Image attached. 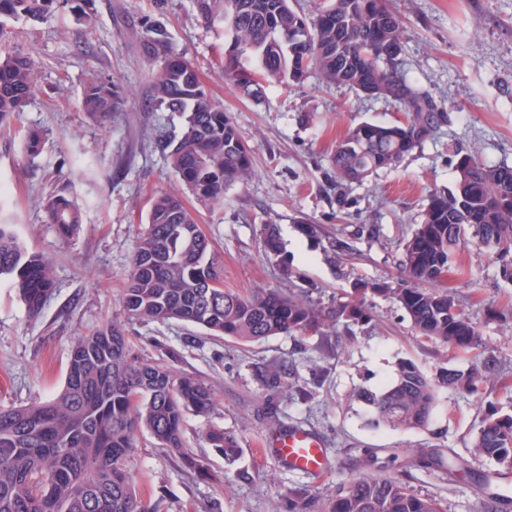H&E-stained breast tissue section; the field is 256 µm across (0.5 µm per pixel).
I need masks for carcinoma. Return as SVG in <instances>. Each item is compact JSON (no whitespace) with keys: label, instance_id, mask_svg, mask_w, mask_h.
<instances>
[{"label":"carcinoma","instance_id":"obj_1","mask_svg":"<svg viewBox=\"0 0 512 512\" xmlns=\"http://www.w3.org/2000/svg\"><path fill=\"white\" fill-rule=\"evenodd\" d=\"M64 3L92 21L93 0H0V17L43 22ZM195 4L205 24L228 33L224 75L243 97L258 101L267 87L298 86L316 70L328 84L397 109L396 120L358 123L336 143L331 163L342 182L361 183L396 168L446 119L443 104L408 76L403 25L392 0H322L309 18L290 0ZM140 48L154 65L149 107L185 116L181 133L158 141V148L197 203L222 209L225 191L252 177L253 149L211 100L198 69L162 30L144 23ZM37 81L30 57L0 50L1 127L11 126ZM122 103L117 88L102 79L89 82L81 98L82 110L102 122ZM454 173V190L431 192L421 224L404 243L407 279L371 290L395 299L424 339L477 354L467 370L446 369L436 383L404 362L392 384L362 393L376 422L393 428L425 426L437 384L479 397L497 370L496 358L482 351L476 324L437 284L456 254L471 245L494 251L501 277L512 281V166H487L472 152L457 159ZM44 209L63 238L80 231L74 198L52 193ZM263 231L266 253L291 275L277 229L266 225ZM2 277L11 280L32 314L54 291L52 263L29 251L10 224H0ZM125 280L122 304L129 318L176 319L239 344L279 334L322 335L341 321L369 318L362 300L324 306L276 288L246 294L213 287L224 283V259L182 197L168 192L151 198L148 224L135 241ZM212 407L204 383L134 354L120 326L82 336L55 398L0 407V512H155L135 489L134 432L147 430L187 468L205 474V465L183 448L184 413L207 414ZM207 441L228 460L240 453L236 439L220 429L209 430ZM472 447L473 455L512 467V415L484 418ZM285 512H443V507L435 496L418 494L399 479L359 476L340 483L327 502L312 493L292 494Z\"/></svg>","mask_w":512,"mask_h":512}]
</instances>
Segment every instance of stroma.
<instances>
[{
    "label": "stroma",
    "instance_id": "obj_1",
    "mask_svg": "<svg viewBox=\"0 0 512 512\" xmlns=\"http://www.w3.org/2000/svg\"><path fill=\"white\" fill-rule=\"evenodd\" d=\"M406 36L410 75L444 101L447 120L405 156L400 166L357 184H340L329 158L354 124L395 120L394 108L366 100L311 74L304 84L267 88L262 100L241 96L224 77L222 28L201 22L193 0H94V24L69 10L44 22L0 17V48L31 56L35 91L10 130L0 129V223L13 225L25 246L55 264V290L30 315L10 281H0V405L52 399L62 388L78 336L107 323L123 325L135 351L189 374L212 390L214 407L187 411L184 446L211 470H187L144 430L134 437L136 489L157 512H277L288 494H332L356 475L397 477L447 512H482L476 484L498 493L512 512V476L496 461L471 456L472 433L491 412L512 414V282L493 255L469 249L462 261L471 281L448 272L444 286L480 329L499 372L483 398L439 388L431 418L419 429L375 424L364 391L392 383L400 364L428 377L466 369L472 358L416 338L392 299L367 294L369 318L325 335L280 334L240 345L175 320L142 322L126 315L122 288L154 192L183 193L156 146L182 126L178 113L145 109L153 93L150 62L138 49L145 18L164 26L177 50L200 70L213 99L232 116L254 148L255 175L230 187L223 209H199V223L224 257L225 287L245 293L291 289L325 304L356 299L361 283L397 284L404 239L422 220L432 190H450L458 154L475 152L489 166L512 165V0H394ZM112 81L124 93L119 112L100 124L81 111L88 79ZM42 134L38 154L22 136ZM78 199L82 227L70 239L48 224L44 197ZM319 227L309 238L300 223ZM275 225L293 271L283 275L264 250L262 229ZM283 368L266 385L259 369ZM234 436L241 453L225 462L205 439L210 427ZM307 430L327 452L314 477L262 453L285 429ZM454 451L467 458L457 482L425 469L417 449Z\"/></svg>",
    "mask_w": 512,
    "mask_h": 512
}]
</instances>
